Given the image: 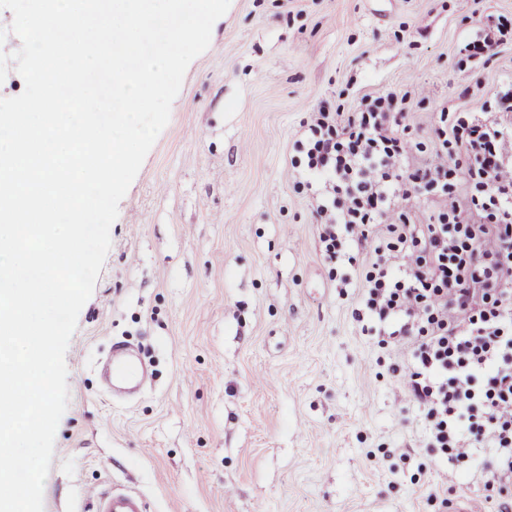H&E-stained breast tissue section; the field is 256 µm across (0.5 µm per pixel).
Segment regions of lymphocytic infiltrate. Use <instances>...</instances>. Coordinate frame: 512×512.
<instances>
[{"instance_id": "1", "label": "lymphocytic infiltrate", "mask_w": 512, "mask_h": 512, "mask_svg": "<svg viewBox=\"0 0 512 512\" xmlns=\"http://www.w3.org/2000/svg\"><path fill=\"white\" fill-rule=\"evenodd\" d=\"M511 44L498 16L457 64ZM406 101L367 93L309 113L288 179L310 193L321 254L361 270L355 319L407 351L401 380L428 447L496 503L512 491V79L479 111L441 107L426 135Z\"/></svg>"}]
</instances>
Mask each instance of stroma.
Wrapping results in <instances>:
<instances>
[{
  "instance_id": "1",
  "label": "stroma",
  "mask_w": 512,
  "mask_h": 512,
  "mask_svg": "<svg viewBox=\"0 0 512 512\" xmlns=\"http://www.w3.org/2000/svg\"><path fill=\"white\" fill-rule=\"evenodd\" d=\"M512 0H231L188 66L119 203L112 244L70 340L69 404L44 512H90V491H140L147 512H447L482 503L425 446L400 382L406 355L362 330L340 293L310 197L286 176L307 112L428 84L409 121L471 111L512 77L457 52ZM471 86L474 97L462 99ZM134 345L153 380L113 398L101 363Z\"/></svg>"
}]
</instances>
